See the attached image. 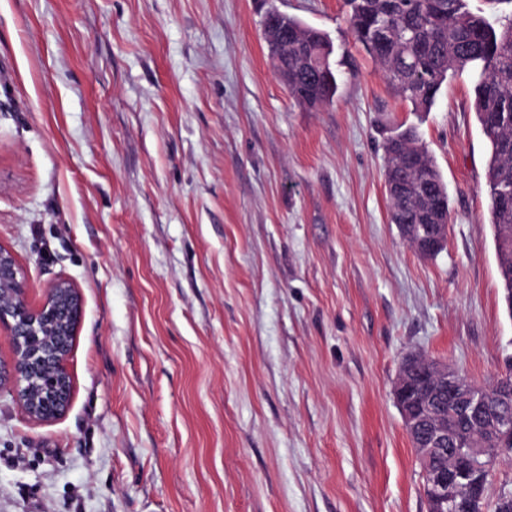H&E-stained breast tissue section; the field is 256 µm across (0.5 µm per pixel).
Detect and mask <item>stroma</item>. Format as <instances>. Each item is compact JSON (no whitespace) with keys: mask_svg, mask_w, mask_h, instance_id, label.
Returning a JSON list of instances; mask_svg holds the SVG:
<instances>
[{"mask_svg":"<svg viewBox=\"0 0 512 512\" xmlns=\"http://www.w3.org/2000/svg\"><path fill=\"white\" fill-rule=\"evenodd\" d=\"M273 7L332 43L333 105L279 80ZM474 80L412 112L344 0H0V247L84 308L68 411L0 396V512H426L403 360L512 366ZM411 124L450 200L432 259L389 221Z\"/></svg>","mask_w":512,"mask_h":512,"instance_id":"obj_1","label":"stroma"}]
</instances>
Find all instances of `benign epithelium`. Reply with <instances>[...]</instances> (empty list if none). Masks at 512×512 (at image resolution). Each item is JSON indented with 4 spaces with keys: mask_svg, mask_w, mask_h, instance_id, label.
<instances>
[{
    "mask_svg": "<svg viewBox=\"0 0 512 512\" xmlns=\"http://www.w3.org/2000/svg\"><path fill=\"white\" fill-rule=\"evenodd\" d=\"M267 39L280 52L288 54V30L272 22L266 28ZM404 239L415 249L436 252L445 247L447 225L401 224ZM82 296L73 283L57 280L44 289L40 305L30 304L26 282L18 278L13 252L0 247V326L13 343V359L0 362V391L9 389L21 411L37 422L58 419L69 408L73 390L67 385L65 367L67 344L60 339L58 319H70L74 325L68 334L77 336L82 317ZM434 386L425 391V404L415 405L413 397L400 381L395 398L401 410L407 435L414 440L421 474L428 496L441 512H458L459 501L474 500L480 485L473 476L486 468L485 459L503 454V443L512 439V413H484L483 387L464 378L446 363L429 367ZM448 392V407L438 404L435 393ZM473 417L475 427L485 432L495 426L497 438L481 441L479 447L459 448L452 431L455 413Z\"/></svg>",
    "mask_w": 512,
    "mask_h": 512,
    "instance_id": "1",
    "label": "benign epithelium"
}]
</instances>
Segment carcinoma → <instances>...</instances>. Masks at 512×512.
<instances>
[{
    "label": "carcinoma",
    "mask_w": 512,
    "mask_h": 512,
    "mask_svg": "<svg viewBox=\"0 0 512 512\" xmlns=\"http://www.w3.org/2000/svg\"><path fill=\"white\" fill-rule=\"evenodd\" d=\"M354 39L372 56L397 94L414 112H429L449 80L476 75L474 112L491 153L486 167L491 224L502 287L512 284V17L491 19L468 8V0H346ZM288 28V93L300 105L317 109L333 103L338 90L330 56L333 46L319 30L292 16ZM382 40L377 50L376 40ZM385 181L415 187L406 199L417 215L419 178L450 218L447 186L419 131L409 126L386 138ZM512 388V369L484 386L488 407L500 409L498 395Z\"/></svg>",
    "instance_id": "obj_1"
}]
</instances>
